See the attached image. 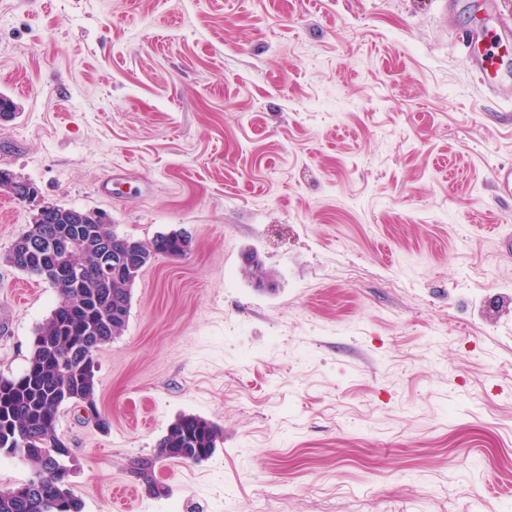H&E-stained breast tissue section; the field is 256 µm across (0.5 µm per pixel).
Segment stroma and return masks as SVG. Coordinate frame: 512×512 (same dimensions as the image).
Listing matches in <instances>:
<instances>
[{"mask_svg": "<svg viewBox=\"0 0 512 512\" xmlns=\"http://www.w3.org/2000/svg\"><path fill=\"white\" fill-rule=\"evenodd\" d=\"M497 25L512 0H0V169L190 241L94 355L110 431L60 413L84 512H512V93L461 41ZM32 214L0 192L6 376L59 299L5 260ZM181 414L223 427L207 460L157 458Z\"/></svg>", "mask_w": 512, "mask_h": 512, "instance_id": "35a3bbf8", "label": "stroma"}]
</instances>
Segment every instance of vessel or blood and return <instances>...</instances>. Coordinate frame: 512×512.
Returning <instances> with one entry per match:
<instances>
[{
	"instance_id": "obj_1",
	"label": "vessel or blood",
	"mask_w": 512,
	"mask_h": 512,
	"mask_svg": "<svg viewBox=\"0 0 512 512\" xmlns=\"http://www.w3.org/2000/svg\"><path fill=\"white\" fill-rule=\"evenodd\" d=\"M476 48L470 55L471 63L489 91L512 84V34L487 29L475 36Z\"/></svg>"
}]
</instances>
